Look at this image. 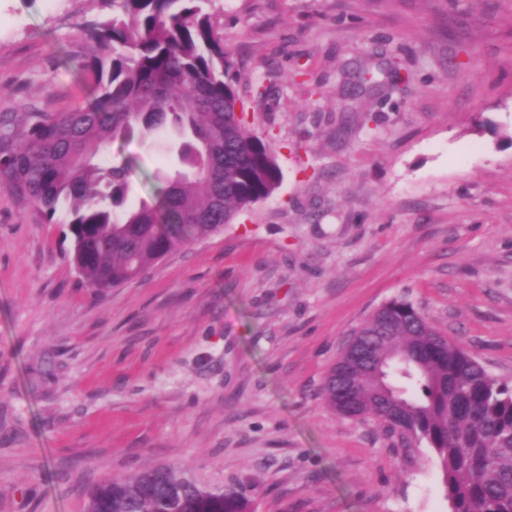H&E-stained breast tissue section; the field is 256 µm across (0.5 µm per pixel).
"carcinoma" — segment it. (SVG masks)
<instances>
[{"mask_svg": "<svg viewBox=\"0 0 512 512\" xmlns=\"http://www.w3.org/2000/svg\"><path fill=\"white\" fill-rule=\"evenodd\" d=\"M77 62L87 100L61 112L0 116V188L51 224L70 202L72 261L94 288L147 273L175 238L202 239L270 197L282 171L272 135L235 114L224 34L209 0H102ZM173 129L171 172L151 201L123 208L127 162L112 143ZM326 405L372 417L402 447L426 443L451 512H512V388L450 342L411 302L392 300L350 332L322 386ZM241 482L208 489L169 466L93 489L85 512H251Z\"/></svg>", "mask_w": 512, "mask_h": 512, "instance_id": "carcinoma-1", "label": "carcinoma"}]
</instances>
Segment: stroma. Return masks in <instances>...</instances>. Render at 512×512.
Listing matches in <instances>:
<instances>
[{
  "label": "stroma",
  "instance_id": "1",
  "mask_svg": "<svg viewBox=\"0 0 512 512\" xmlns=\"http://www.w3.org/2000/svg\"><path fill=\"white\" fill-rule=\"evenodd\" d=\"M283 178L141 278L91 287L69 215L0 189V512H85L158 465L253 486L254 512H449L432 451L328 408L350 330L393 299L512 382V0H212ZM100 0H0V113L83 102ZM401 80L349 111L362 65ZM275 79L263 98L255 81ZM127 205L169 155L112 144Z\"/></svg>",
  "mask_w": 512,
  "mask_h": 512
}]
</instances>
